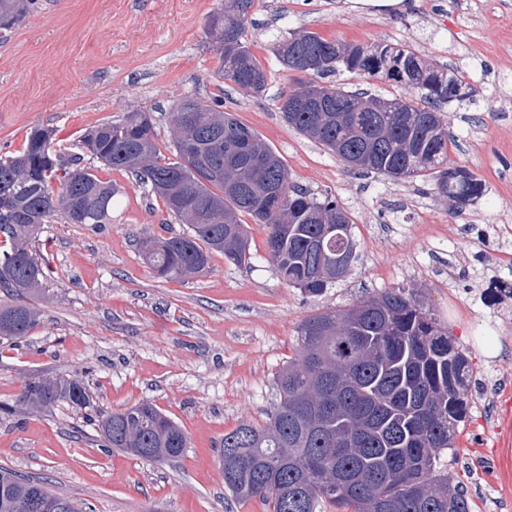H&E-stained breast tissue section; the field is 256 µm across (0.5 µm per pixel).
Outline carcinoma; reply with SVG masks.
<instances>
[{"label":"carcinoma","mask_w":512,"mask_h":512,"mask_svg":"<svg viewBox=\"0 0 512 512\" xmlns=\"http://www.w3.org/2000/svg\"><path fill=\"white\" fill-rule=\"evenodd\" d=\"M255 0H224L208 21L217 75L261 97L267 72L245 41ZM33 0H0V29L23 20ZM275 57L295 87L278 99L283 120L332 151L355 171L394 180L430 177L438 195L458 209L480 198L484 184L463 167H449L451 136L438 107L461 101L453 69L427 65L409 47H363L311 31L279 39ZM344 69L382 76L417 93L381 98L321 79ZM224 102L188 98L171 112V155L156 144L154 119L129 112L82 138L85 154L123 170L189 232L149 237L144 253L156 276L187 279L208 269L215 252L246 259L240 215L268 229L266 250L281 279L318 297L344 280L337 270L355 259L353 222L335 197L296 188L288 167ZM84 154L63 156L53 132L36 128L25 149L0 159V290L18 299L37 294L49 268L32 248L44 225L112 223L117 194L83 165ZM327 224L337 227L323 236ZM39 313L24 303L0 305V341L28 335ZM469 363L414 290L397 288L347 309L306 318L297 357L275 376L279 397L264 425L224 434L219 465L224 487L240 500L258 499L268 512H470L463 493L437 471L439 452L453 447L468 411ZM19 403L30 413L59 404L85 409L89 395L77 377L29 380ZM102 447L140 458L172 460L188 448L184 430L149 403L134 404L97 423ZM44 495L80 512L73 499L0 468V512H36Z\"/></svg>","instance_id":"1"}]
</instances>
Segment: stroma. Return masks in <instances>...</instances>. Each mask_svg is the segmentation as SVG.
Masks as SVG:
<instances>
[{
  "label": "stroma",
  "mask_w": 512,
  "mask_h": 512,
  "mask_svg": "<svg viewBox=\"0 0 512 512\" xmlns=\"http://www.w3.org/2000/svg\"><path fill=\"white\" fill-rule=\"evenodd\" d=\"M224 0H37L0 32V156L19 153L31 129L54 131L63 153L84 132L133 111L152 113L170 153L169 110L184 98H220L284 160L292 182L332 194L349 212L357 259L348 277L311 297L277 275L264 225L245 219L249 252L211 256L186 281L154 275L138 241L187 232L130 173L86 158L117 186L112 221L57 219L37 244L52 269L32 297L39 321L0 345V467L81 505L83 512H267L224 488L225 433L263 423L275 375L295 355L309 316L394 288L422 291L467 357L469 410L439 467L471 512H512V482L486 474L512 423V0H255L245 40L268 85L253 97L218 78L206 37ZM307 30L352 44L410 46L427 64L460 71L472 99L442 105L448 163L474 173L484 194L463 209L419 178L354 174L300 135L277 110L295 81L273 54ZM78 376L90 406L43 414L16 405L28 379ZM149 402L186 433L175 460L147 462L102 448L97 416Z\"/></svg>",
  "instance_id": "35a3bbf8"
}]
</instances>
